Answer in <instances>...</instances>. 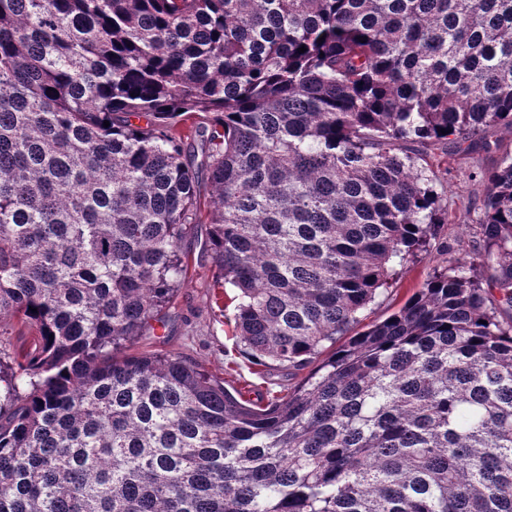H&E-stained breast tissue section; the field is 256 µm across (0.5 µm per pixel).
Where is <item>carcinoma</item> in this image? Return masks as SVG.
I'll return each instance as SVG.
<instances>
[{
    "label": "carcinoma",
    "mask_w": 512,
    "mask_h": 512,
    "mask_svg": "<svg viewBox=\"0 0 512 512\" xmlns=\"http://www.w3.org/2000/svg\"><path fill=\"white\" fill-rule=\"evenodd\" d=\"M499 125L512 0H0V316L29 333L0 356V512H512ZM450 158L482 187L469 262L436 243ZM206 186L214 286L285 375L256 402L131 352ZM435 256V257H434ZM439 263V257L432 254L421 262L407 263L403 268L397 267V275L392 286L368 311L369 319H384L400 307L427 278L432 268ZM367 320V321H368Z\"/></svg>",
    "instance_id": "obj_1"
}]
</instances>
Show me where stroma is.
<instances>
[{"instance_id": "obj_1", "label": "stroma", "mask_w": 512, "mask_h": 512, "mask_svg": "<svg viewBox=\"0 0 512 512\" xmlns=\"http://www.w3.org/2000/svg\"><path fill=\"white\" fill-rule=\"evenodd\" d=\"M480 192V187L469 181L462 171L456 172L448 182L452 212L448 223L439 227L440 238L448 243L455 257L464 261L470 260L476 247L475 216L469 212L468 202ZM208 231V224L197 225L187 242L190 253L187 279L167 310V326L156 328L154 334L143 337L137 349L179 354L218 377H225L226 360L234 359L238 368L232 377H226L228 385L254 398L264 393L265 384L249 356L236 344L233 303L227 297L215 296L211 288L214 267L206 250ZM437 263V257L431 256L400 268L390 289L372 306L370 318H386L400 307Z\"/></svg>"}]
</instances>
